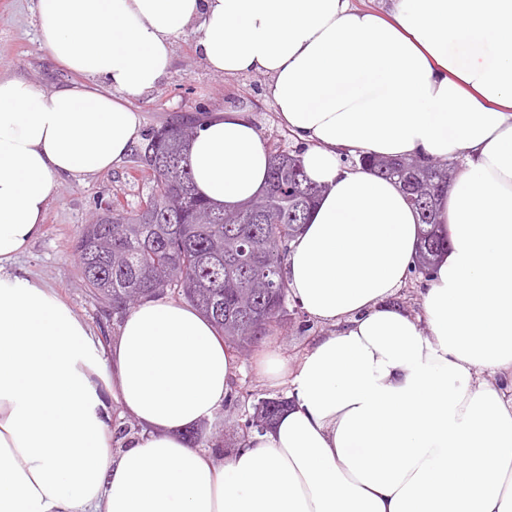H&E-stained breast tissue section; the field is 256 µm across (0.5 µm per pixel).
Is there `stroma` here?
Returning a JSON list of instances; mask_svg holds the SVG:
<instances>
[{"instance_id": "35a3bbf8", "label": "stroma", "mask_w": 512, "mask_h": 512, "mask_svg": "<svg viewBox=\"0 0 512 512\" xmlns=\"http://www.w3.org/2000/svg\"><path fill=\"white\" fill-rule=\"evenodd\" d=\"M34 0H0V78L22 77L50 91L73 80V73L56 63L41 46ZM197 25L183 29L173 41L169 74L152 91L132 101L143 133L168 121L173 112L204 109L239 110L252 99L253 118L264 137L284 135L275 108L266 95V76L227 78L208 70L195 51ZM134 162L124 158L110 170L84 181H61L44 222L43 235L16 261L17 269L54 288L103 342H110L120 322L111 307L101 304L81 279L74 240L82 225L103 201L137 202L141 185L132 178Z\"/></svg>"}]
</instances>
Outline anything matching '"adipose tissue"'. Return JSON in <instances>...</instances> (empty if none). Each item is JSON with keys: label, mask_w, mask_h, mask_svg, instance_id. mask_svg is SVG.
Masks as SVG:
<instances>
[{"label": "adipose tissue", "mask_w": 512, "mask_h": 512, "mask_svg": "<svg viewBox=\"0 0 512 512\" xmlns=\"http://www.w3.org/2000/svg\"><path fill=\"white\" fill-rule=\"evenodd\" d=\"M39 35L78 82L0 78V512H512V0H36ZM199 23L213 72L269 78L279 123L325 191L286 253L291 298L321 324L255 377L288 408L230 452L194 447L241 372L189 303L127 311L109 345L10 268L60 180L105 171L142 136L130 103ZM253 119L207 115L190 165L233 209L267 180ZM459 162L437 211L449 248L420 313L397 294L416 215L344 156ZM130 425L121 440L114 428Z\"/></svg>", "instance_id": "1"}]
</instances>
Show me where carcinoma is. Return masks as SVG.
Returning <instances> with one entry per match:
<instances>
[{"mask_svg":"<svg viewBox=\"0 0 512 512\" xmlns=\"http://www.w3.org/2000/svg\"><path fill=\"white\" fill-rule=\"evenodd\" d=\"M197 133L194 114L173 116L153 130L137 154L138 172L151 185V207L112 202V222L99 213L77 234L81 278L112 312L168 293L197 307L242 351L273 325L288 323L290 293L282 268L287 245L321 189L308 180L299 152L269 146L272 164L265 190L241 208L224 210L195 191L188 147ZM398 183L417 211L421 235L417 269L430 268L448 242L434 224V206L448 192L455 167L419 157L363 156L352 161ZM288 401L259 398L254 413L233 421L236 436L267 425Z\"/></svg>","mask_w":512,"mask_h":512,"instance_id":"carcinoma-1","label":"carcinoma"}]
</instances>
